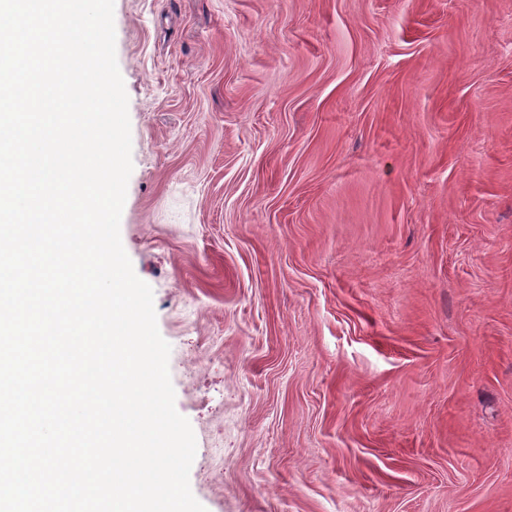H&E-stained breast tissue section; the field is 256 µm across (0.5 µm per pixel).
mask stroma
<instances>
[{
	"label": "stroma",
	"instance_id": "obj_1",
	"mask_svg": "<svg viewBox=\"0 0 512 512\" xmlns=\"http://www.w3.org/2000/svg\"><path fill=\"white\" fill-rule=\"evenodd\" d=\"M207 512H512V0H115Z\"/></svg>",
	"mask_w": 512,
	"mask_h": 512
}]
</instances>
